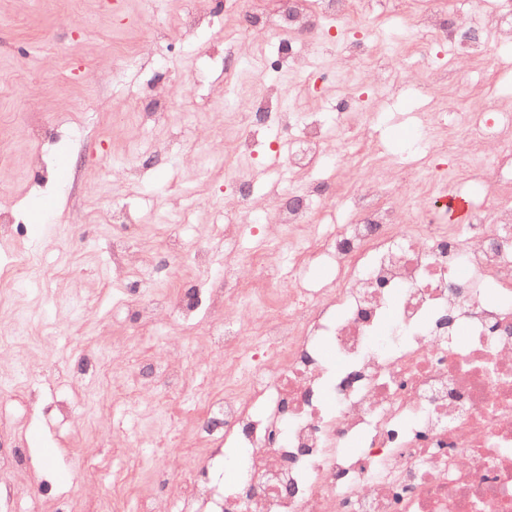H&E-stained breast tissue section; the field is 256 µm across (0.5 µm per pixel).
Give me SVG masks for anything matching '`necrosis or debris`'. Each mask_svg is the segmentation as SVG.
<instances>
[{
	"label": "necrosis or debris",
	"instance_id": "1",
	"mask_svg": "<svg viewBox=\"0 0 512 512\" xmlns=\"http://www.w3.org/2000/svg\"><path fill=\"white\" fill-rule=\"evenodd\" d=\"M315 11L357 36L345 74L409 69L402 38L375 28L355 0H275L273 10L253 14L249 36L277 41L281 64L301 74L305 95L319 89L307 41ZM421 24L449 53L465 51L486 71L512 44L511 12L496 11L489 37L468 41L441 9L427 10ZM394 89L389 79L376 84L331 128L320 113L285 109L286 88L259 82L233 152L252 154L259 132L287 130L289 169L334 165L333 131L370 144L373 103ZM425 122L469 146L448 152L449 171L494 177L498 202L470 223H406V207L389 201L384 178L399 161L373 147L377 173L350 196L348 223L322 233L311 214L329 201L326 186L309 183L299 200L281 182L267 198L278 232L246 255L234 244L257 211L247 191L253 174L231 175L219 209L224 285L199 300L160 290L153 260L114 242V270L139 268L131 287L154 295L135 303L136 317L149 323L167 309L189 324L211 312L205 346L224 354V388L201 415L173 403L193 365L178 342L170 360L153 364L151 396H125L148 413L193 417L207 449L200 467L225 456L238 471L226 484L181 478L177 512H512V199L501 195L512 188V113L497 111L494 96L474 106L464 93ZM317 261L334 266L336 277L311 293L303 283ZM245 267L255 273L244 282ZM255 305L263 311L246 348L233 311ZM219 438L225 449L214 447Z\"/></svg>",
	"mask_w": 512,
	"mask_h": 512
}]
</instances>
